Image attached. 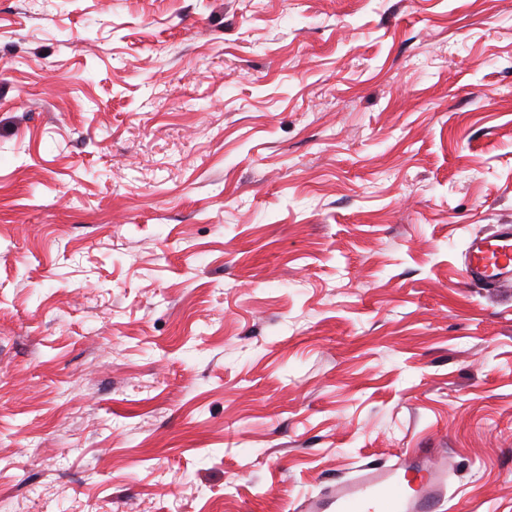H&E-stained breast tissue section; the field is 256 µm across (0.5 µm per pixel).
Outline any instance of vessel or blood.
Masks as SVG:
<instances>
[{
  "mask_svg": "<svg viewBox=\"0 0 512 512\" xmlns=\"http://www.w3.org/2000/svg\"><path fill=\"white\" fill-rule=\"evenodd\" d=\"M465 279L490 288L512 287V225L502 224L468 247ZM437 451L416 448L390 466H363L350 478L307 498L303 512H438L448 495V471Z\"/></svg>",
  "mask_w": 512,
  "mask_h": 512,
  "instance_id": "vessel-or-blood-1",
  "label": "vessel or blood"
}]
</instances>
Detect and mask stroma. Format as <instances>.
Instances as JSON below:
<instances>
[{
	"label": "stroma",
	"mask_w": 512,
	"mask_h": 512,
	"mask_svg": "<svg viewBox=\"0 0 512 512\" xmlns=\"http://www.w3.org/2000/svg\"><path fill=\"white\" fill-rule=\"evenodd\" d=\"M499 224L512 0H0V500L512 512ZM467 283L489 288L512 287V225L500 224L486 236L474 237L468 247ZM435 448H415L390 466H363L304 501V512H437L447 500L448 470ZM416 481L413 482V478Z\"/></svg>",
	"instance_id": "obj_1"
}]
</instances>
